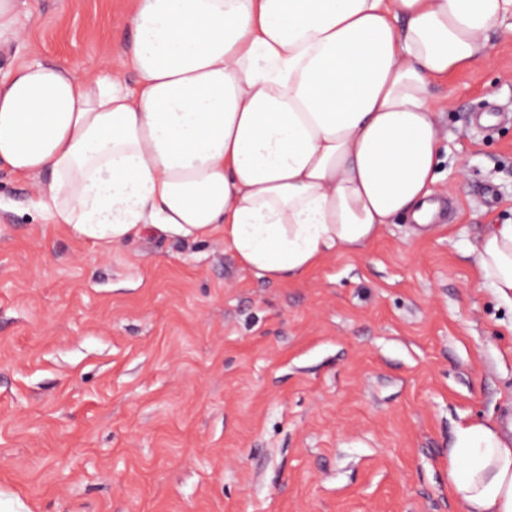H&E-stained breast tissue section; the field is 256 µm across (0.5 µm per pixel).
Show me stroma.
<instances>
[{
	"instance_id": "1",
	"label": "stroma",
	"mask_w": 512,
	"mask_h": 512,
	"mask_svg": "<svg viewBox=\"0 0 512 512\" xmlns=\"http://www.w3.org/2000/svg\"><path fill=\"white\" fill-rule=\"evenodd\" d=\"M0 79L89 73L132 42L131 0H21ZM434 232L408 218L298 281L223 242L101 251L0 170V512H462L457 425L512 414V308L468 251L512 218V37L440 83Z\"/></svg>"
}]
</instances>
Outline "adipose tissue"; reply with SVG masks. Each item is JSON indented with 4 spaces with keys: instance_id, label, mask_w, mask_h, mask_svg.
Here are the masks:
<instances>
[{
    "instance_id": "ef3b65f1",
    "label": "adipose tissue",
    "mask_w": 512,
    "mask_h": 512,
    "mask_svg": "<svg viewBox=\"0 0 512 512\" xmlns=\"http://www.w3.org/2000/svg\"><path fill=\"white\" fill-rule=\"evenodd\" d=\"M512 0H138L119 77L39 60L0 81V168L102 248L219 237L257 277H300L438 205L439 80L485 57ZM512 307V221L469 251ZM448 492L512 512V418L458 425Z\"/></svg>"
}]
</instances>
